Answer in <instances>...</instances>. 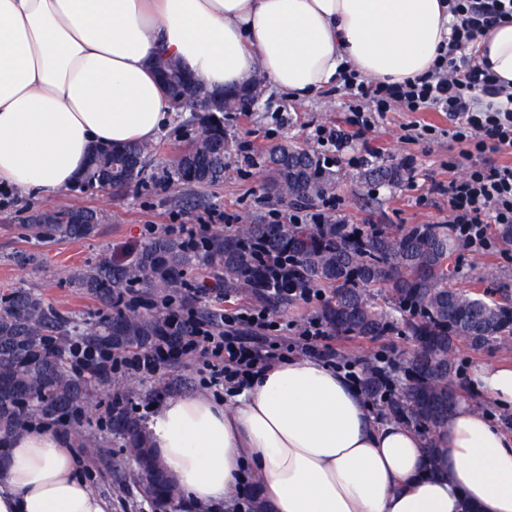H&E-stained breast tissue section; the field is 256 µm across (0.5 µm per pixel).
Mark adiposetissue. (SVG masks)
<instances>
[{"instance_id":"ef3b65f1","label":"adipose tissue","mask_w":512,"mask_h":512,"mask_svg":"<svg viewBox=\"0 0 512 512\" xmlns=\"http://www.w3.org/2000/svg\"><path fill=\"white\" fill-rule=\"evenodd\" d=\"M446 0H0V187L65 190L99 143L150 142L172 101L155 63L178 58L209 88L255 73L299 100L344 69L390 83L425 73L447 40ZM512 84V21L476 44ZM476 404L441 432V471L405 422L379 420L344 372L291 358L238 394L179 395L152 446L193 506L231 503L259 476L265 512H512V366L477 367ZM0 512H112L60 434L0 436Z\"/></svg>"}]
</instances>
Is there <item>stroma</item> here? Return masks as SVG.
<instances>
[{"mask_svg":"<svg viewBox=\"0 0 512 512\" xmlns=\"http://www.w3.org/2000/svg\"><path fill=\"white\" fill-rule=\"evenodd\" d=\"M349 104L345 90L333 86L305 100L289 99L273 86H266L254 111L224 115L229 150L220 186L192 185L180 196L170 188L176 157L194 136L191 113L181 112L156 139L157 151L149 160L143 180L121 192L75 185L39 203L17 195L10 202L0 201V295L13 288H29L45 301L85 317L94 306L76 294L68 281L76 270L101 255H119L181 224L230 231L248 217L266 224L279 221L291 204L277 198L264 182L267 151L288 143L319 153L312 139L315 128L346 126ZM415 121L443 131L448 127L447 117L437 112L387 113L376 128L354 138L350 155L336 158L324 169L328 189L312 202V210L333 208L336 215L360 227L447 223L448 204L433 193L432 186L455 177L448 161L457 154L458 147L444 134L434 139H406L404 128ZM368 147L381 150L373 165H354L353 157ZM406 158L412 159L416 168L414 180L370 179L371 169L397 167ZM76 207L101 213L103 220L93 237L45 240L28 235L30 215L45 209ZM459 285L479 290L490 286L512 289V243L495 240L483 252L462 249ZM322 342L343 353L348 361L360 356L376 362H401L413 348L410 336L401 329L381 341L330 332ZM207 376L200 361L183 358L162 365L155 377L132 376L125 399L133 404L154 399L163 403L177 395L206 390ZM113 397L112 390H97L83 427L111 451L113 462L123 463L128 456L124 443L106 427ZM84 464L86 479L97 493L111 499L112 512H151L139 489L118 488L92 458H85Z\"/></svg>","mask_w":512,"mask_h":512,"instance_id":"obj_1","label":"stroma"}]
</instances>
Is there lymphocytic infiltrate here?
Listing matches in <instances>:
<instances>
[{
  "mask_svg": "<svg viewBox=\"0 0 512 512\" xmlns=\"http://www.w3.org/2000/svg\"><path fill=\"white\" fill-rule=\"evenodd\" d=\"M454 17L443 53L431 70L401 83L341 74L348 94L357 101L348 130L319 127L320 147L345 151L352 130H369L389 112H440L448 118V136L459 146L458 163L466 173L434 190L448 201L449 222L456 237L471 250L485 249L489 227L512 224V89L491 74L476 57L475 45L503 20H512V0H448ZM492 152L500 159L483 162ZM221 328H206L182 347L183 355L203 353L208 382L218 391L234 392L252 376L281 360L272 336L283 323L259 305L224 309Z\"/></svg>",
  "mask_w": 512,
  "mask_h": 512,
  "instance_id": "obj_1",
  "label": "lymphocytic infiltrate"
}]
</instances>
